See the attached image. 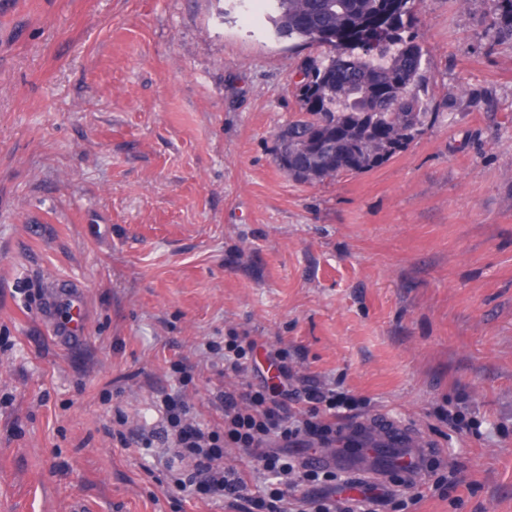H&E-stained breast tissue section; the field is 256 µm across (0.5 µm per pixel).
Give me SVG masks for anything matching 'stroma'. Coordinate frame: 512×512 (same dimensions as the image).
<instances>
[{
	"mask_svg": "<svg viewBox=\"0 0 512 512\" xmlns=\"http://www.w3.org/2000/svg\"><path fill=\"white\" fill-rule=\"evenodd\" d=\"M487 0H415L440 113L365 174L288 178L275 136L315 52L234 0H0V512H175L155 449L248 331L358 417L429 436L405 512H512V40ZM83 294L82 342L40 317ZM191 366L181 386L174 360Z\"/></svg>",
	"mask_w": 512,
	"mask_h": 512,
	"instance_id": "stroma-1",
	"label": "stroma"
}]
</instances>
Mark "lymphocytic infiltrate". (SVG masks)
<instances>
[{
	"mask_svg": "<svg viewBox=\"0 0 512 512\" xmlns=\"http://www.w3.org/2000/svg\"><path fill=\"white\" fill-rule=\"evenodd\" d=\"M260 344L256 337L233 333L224 339L223 373L244 376ZM276 380L248 382L213 393L210 403L224 414L214 430L198 420L192 405L164 396L166 425L156 438L166 457L170 483L187 503L222 502L226 512H392L400 502L382 482L361 481L358 497L336 484V469H311L309 456L332 462L344 456L336 445V411L355 399L324 384H300L286 349L267 351ZM228 448L243 449L256 468L253 475L224 463Z\"/></svg>",
	"mask_w": 512,
	"mask_h": 512,
	"instance_id": "lymphocytic-infiltrate-1",
	"label": "lymphocytic infiltrate"
}]
</instances>
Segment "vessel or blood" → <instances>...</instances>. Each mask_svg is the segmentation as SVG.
I'll use <instances>...</instances> for the list:
<instances>
[{"instance_id": "1", "label": "vessel or blood", "mask_w": 512, "mask_h": 512, "mask_svg": "<svg viewBox=\"0 0 512 512\" xmlns=\"http://www.w3.org/2000/svg\"><path fill=\"white\" fill-rule=\"evenodd\" d=\"M69 302L75 312L74 319L58 322L54 319V300L46 298L42 316L52 322L53 331L64 343L74 344L83 333L82 306L77 295H70ZM343 444L361 449L367 456L394 454L406 458H428L433 452L432 443L417 434L400 420L382 416L345 423L341 428Z\"/></svg>"}]
</instances>
